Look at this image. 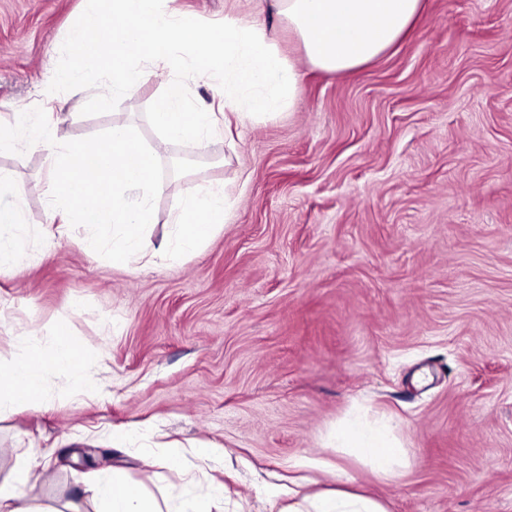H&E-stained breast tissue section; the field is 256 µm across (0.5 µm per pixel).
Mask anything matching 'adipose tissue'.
<instances>
[{"mask_svg": "<svg viewBox=\"0 0 512 512\" xmlns=\"http://www.w3.org/2000/svg\"><path fill=\"white\" fill-rule=\"evenodd\" d=\"M276 20L287 22L307 63L316 69L341 75L353 71L393 48L417 18L421 0H271ZM96 37L88 41L85 30ZM71 39L78 53L69 70L56 74V81L80 89L87 62L100 64L113 87L132 84L141 69L168 67L176 52L194 55L191 77L203 78L221 71L226 86L244 93L246 105L261 115L293 108L300 95V74L281 55L275 27H267L229 12L220 25L202 28L177 18L165 0H89ZM222 189L212 187L186 193L173 218L177 235L175 251H195L224 222ZM0 224L11 235L0 234V269L18 266L23 237L21 203L0 208ZM90 356L82 354L64 331L50 343L26 340L19 356L0 365V416L11 415L43 403L48 398V369L70 371L76 394L91 389L85 373ZM337 447L345 449L379 477L396 475L403 448L383 427L358 418L339 424ZM88 491L96 512H162L154 498L116 470L106 479L93 481ZM287 512H387L378 500L336 488L302 495Z\"/></svg>", "mask_w": 512, "mask_h": 512, "instance_id": "adipose-tissue-1", "label": "adipose tissue"}]
</instances>
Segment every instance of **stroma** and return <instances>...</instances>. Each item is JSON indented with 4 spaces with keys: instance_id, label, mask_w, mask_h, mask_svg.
Returning a JSON list of instances; mask_svg holds the SVG:
<instances>
[{
    "instance_id": "stroma-1",
    "label": "stroma",
    "mask_w": 512,
    "mask_h": 512,
    "mask_svg": "<svg viewBox=\"0 0 512 512\" xmlns=\"http://www.w3.org/2000/svg\"><path fill=\"white\" fill-rule=\"evenodd\" d=\"M85 2L0 0V123L39 107L65 142L119 123L155 143L145 110L172 69L108 93L93 68L78 93L51 81ZM165 6L204 27L251 8ZM278 46L302 73L292 110L248 119L223 77L188 82L225 126L161 153L157 252L134 269L88 253L82 228L55 242L49 159L0 152L26 253L0 271V363L62 327L96 357L91 397L53 370L45 403L0 418V480L39 455L25 494L44 512H94L84 487L115 468L160 501L208 489L213 512H273L264 486L307 458L387 512H512V0H423L399 44L341 76L287 29ZM206 186L224 190L223 224L195 252L159 251L181 194ZM355 412L404 448L393 481L336 448ZM130 428L140 439L114 446Z\"/></svg>"
}]
</instances>
